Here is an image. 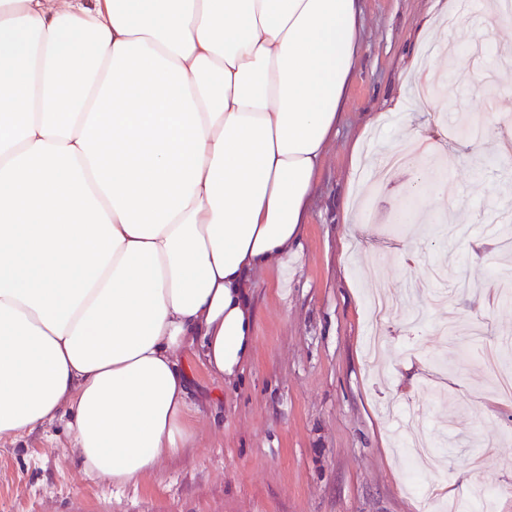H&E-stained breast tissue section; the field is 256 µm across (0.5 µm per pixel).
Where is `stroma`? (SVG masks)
Returning <instances> with one entry per match:
<instances>
[{"label":"stroma","instance_id":"35a3bbf8","mask_svg":"<svg viewBox=\"0 0 512 512\" xmlns=\"http://www.w3.org/2000/svg\"><path fill=\"white\" fill-rule=\"evenodd\" d=\"M488 2L470 0L447 28L452 0H363L362 56L297 253L255 278L251 364L226 383L199 349L184 352L195 437L121 491L83 472L64 422L0 441V512H433L406 486L402 411L422 405L447 471L436 500L482 485L497 512H512V400L491 388L483 363L487 347H512V303L496 276L512 268L498 245L512 162L494 151L512 124L490 127L480 149L451 132L464 114L512 117V27L478 49L464 31L484 23ZM433 43L491 61L492 94L469 93L475 73L457 68L458 111L421 110L418 83L443 78L419 73ZM413 133L429 148L422 172L459 207L424 201L411 233L398 234L411 174L395 172L377 193L378 157ZM379 293L399 306L375 325L368 306ZM450 315L481 336L443 340L435 328Z\"/></svg>","mask_w":512,"mask_h":512}]
</instances>
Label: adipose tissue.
<instances>
[{
  "label": "adipose tissue",
  "mask_w": 512,
  "mask_h": 512,
  "mask_svg": "<svg viewBox=\"0 0 512 512\" xmlns=\"http://www.w3.org/2000/svg\"><path fill=\"white\" fill-rule=\"evenodd\" d=\"M361 0H0V439L68 417L121 490L193 434L182 352L234 379L294 253Z\"/></svg>",
  "instance_id": "obj_1"
}]
</instances>
